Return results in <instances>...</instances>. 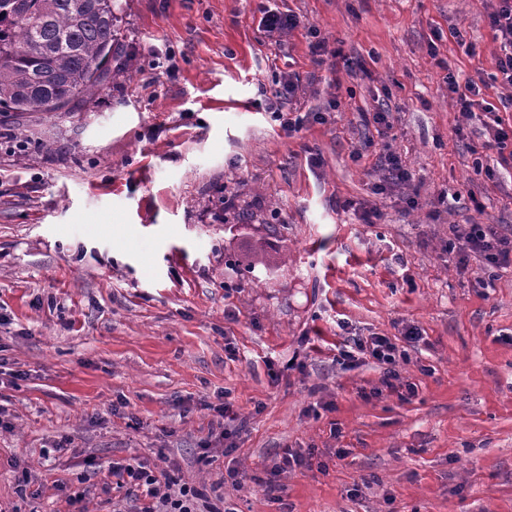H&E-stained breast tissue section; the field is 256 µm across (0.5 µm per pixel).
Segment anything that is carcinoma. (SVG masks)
<instances>
[{
  "instance_id": "cac0c4a2",
  "label": "carcinoma",
  "mask_w": 512,
  "mask_h": 512,
  "mask_svg": "<svg viewBox=\"0 0 512 512\" xmlns=\"http://www.w3.org/2000/svg\"><path fill=\"white\" fill-rule=\"evenodd\" d=\"M115 0H0V112H60L112 79H133L117 56Z\"/></svg>"
}]
</instances>
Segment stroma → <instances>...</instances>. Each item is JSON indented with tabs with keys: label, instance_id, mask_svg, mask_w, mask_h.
Segmentation results:
<instances>
[{
	"label": "stroma",
	"instance_id": "obj_1",
	"mask_svg": "<svg viewBox=\"0 0 512 512\" xmlns=\"http://www.w3.org/2000/svg\"><path fill=\"white\" fill-rule=\"evenodd\" d=\"M119 3L133 80L0 112V512H73V489L130 512L105 468L131 458L231 512H512V266L448 250L472 224L512 236V168L485 148L512 100L489 0ZM267 6L300 28L269 39ZM289 70L304 111L338 101L327 121L274 120L261 89ZM451 73L483 82L473 113ZM387 152L416 207L373 194ZM341 320L403 345L416 396L337 363ZM287 448L310 460L276 502L256 480ZM481 91L474 80L466 81L462 87L453 74H448V95L458 111L474 112L473 108L479 102L475 98L480 96Z\"/></svg>",
	"mask_w": 512,
	"mask_h": 512
}]
</instances>
